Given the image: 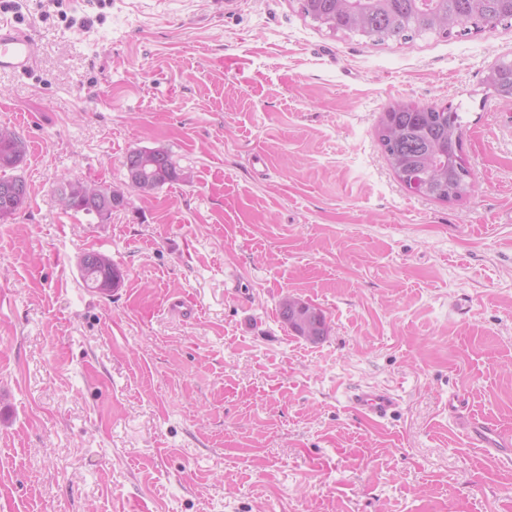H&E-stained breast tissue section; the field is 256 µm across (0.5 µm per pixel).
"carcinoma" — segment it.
<instances>
[{"mask_svg":"<svg viewBox=\"0 0 512 512\" xmlns=\"http://www.w3.org/2000/svg\"><path fill=\"white\" fill-rule=\"evenodd\" d=\"M302 12L315 21H323L329 29L360 34L374 42L388 40L409 43L428 33L445 38L477 34L485 30V22L493 26L512 27V0H301ZM494 92L512 98V62L497 65L488 77ZM10 135L13 141L0 142V187L24 182L16 171L24 162L27 145L9 127H0V137ZM377 137L382 151L396 176L421 172L429 168L436 174L424 195L448 201L462 199L467 193L471 173L462 155L463 126L459 113L447 108L418 107L405 104L392 106L382 116ZM144 164L146 174L137 191L149 196L166 184L181 181V169L161 149H136L132 158ZM456 191L454 197L448 190ZM70 204L65 212L98 216L99 211L84 195V183L69 184ZM28 197V187L21 194H0V213L15 214ZM79 272L86 287L96 289L93 282L102 279L118 288L123 281L122 268L101 252L85 253L79 261ZM282 321L297 336L318 343L327 335L324 312L298 298L280 300Z\"/></svg>","mask_w":512,"mask_h":512,"instance_id":"carcinoma-1","label":"carcinoma"}]
</instances>
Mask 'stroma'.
<instances>
[{
  "instance_id": "stroma-1",
  "label": "stroma",
  "mask_w": 512,
  "mask_h": 512,
  "mask_svg": "<svg viewBox=\"0 0 512 512\" xmlns=\"http://www.w3.org/2000/svg\"><path fill=\"white\" fill-rule=\"evenodd\" d=\"M36 67L0 72L29 194L0 220V512H512V28L407 44L299 0H10ZM402 101L465 125L474 187L410 191L376 138ZM191 182L152 196L126 155ZM65 180L124 194L107 222ZM100 251L121 288L85 287ZM322 309L312 344L279 316ZM188 301L192 317L171 308ZM390 389L375 424L349 398ZM488 81L497 95L512 98V62L497 65L490 73ZM136 157L140 164H144L146 174L139 182L137 191L143 196H149L165 184L183 181L180 178L182 170L176 166L171 156L161 149H136L129 152L127 160ZM84 182L74 181L69 184V192H70V204L67 209L61 207L63 211L66 213L74 212V213H83L87 216H95L99 218V211L95 210V208L91 205V201H99L100 200V192H98L91 198L89 201L84 195ZM79 272L85 286L94 291L108 288V285L102 281L97 289L96 285H93L94 281L99 283L101 279H105L110 281L114 288H119L124 279L122 268L101 252L83 254L79 261ZM279 307L282 321L296 336L311 343L327 336V318L320 308L290 296L283 297ZM470 432L474 444L478 447L494 443L504 446V448L495 449H498L506 463L512 464V448H509L510 443H512L510 437H504V434L496 427L479 420H473Z\"/></svg>"
}]
</instances>
